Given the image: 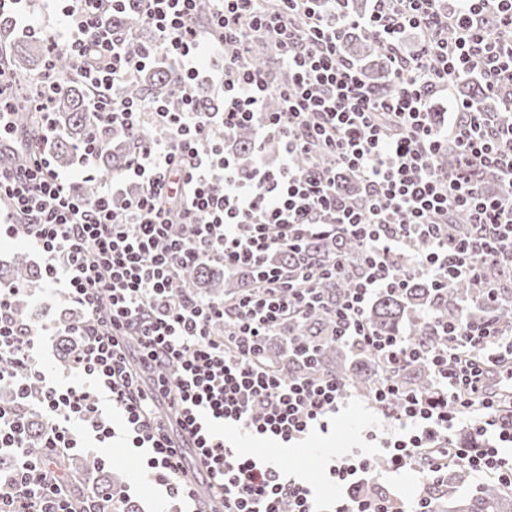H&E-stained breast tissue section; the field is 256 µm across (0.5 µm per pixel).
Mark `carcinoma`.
Returning a JSON list of instances; mask_svg holds the SVG:
<instances>
[{"mask_svg":"<svg viewBox=\"0 0 512 512\" xmlns=\"http://www.w3.org/2000/svg\"><path fill=\"white\" fill-rule=\"evenodd\" d=\"M109 22L124 31H136L142 27L139 11L135 8L109 18ZM342 51L346 57L361 64L366 79L381 92L387 93L392 90L388 80L389 63L386 51L378 40L366 35L351 34L346 38ZM272 60L273 50L267 42L258 45L255 53L251 54L252 64L262 69L267 68ZM37 63H45L42 52H34V46L27 43L17 46L13 57L16 70H28ZM54 66L56 71L68 77L70 82L53 103L56 124L63 128V134L54 138L50 149L58 164L68 167L72 164L76 147L81 145L90 133L87 91L73 71V64L68 55H56ZM464 84L468 88L465 97L473 102L476 108L492 111L502 105L500 98L484 94L474 81L469 79L464 81ZM125 93L129 96L163 98L172 106L180 103V91L171 80L168 70L163 67H151L142 71L137 81L126 88ZM113 137L114 149L99 157L97 161L98 168L107 174L122 172L128 156L126 135L117 129L113 132ZM254 141L255 131L248 128L241 130L229 141L244 169L251 166ZM359 253L360 248L355 240L338 234L312 238L302 245L301 252H281L277 260L285 266H292L303 255H312L319 263L340 257L346 259L350 271L355 273L359 270ZM11 280L30 287L42 280V274L29 264L24 254L19 253L12 265ZM188 283L196 289H205V294L209 296H215L226 288H248L254 285V279L251 274L243 272L236 278L226 281L224 274L214 273L211 268L201 266L176 278L173 282V294L183 293ZM318 286L327 304L331 306L352 287V279L348 276L336 280L320 278ZM429 308L448 320L457 318L465 310L471 315L489 313L506 327L512 324V308L500 306L493 311L489 310L485 305L482 289L462 281L440 294L422 277L409 278L407 288L399 292L380 293L369 304L366 318L372 328L385 335H396L405 328L415 340L429 343L435 332L433 323L424 316ZM275 340L278 342V350L273 363L285 376L295 370L292 350L289 347L291 341L318 347L316 356L311 361L316 370L334 374L349 382L351 388L369 396L372 395V390L381 375L378 356L370 351H358L351 347L349 353L352 365L347 367L342 363L345 345L335 341L333 324L329 315L324 312L313 313L303 318L286 319L281 324ZM431 382V373L425 364L417 363L407 370L405 384L408 387L427 390ZM64 464L71 472L82 476H95L98 494L120 483L119 475L102 467L95 460L79 461L66 458ZM466 478V470L450 468L448 475L442 478L440 484H430L423 488L424 496L437 506L439 512H512V494L502 490L495 481L484 484L476 495H463L461 487Z\"/></svg>","mask_w":512,"mask_h":512,"instance_id":"carcinoma-1","label":"carcinoma"}]
</instances>
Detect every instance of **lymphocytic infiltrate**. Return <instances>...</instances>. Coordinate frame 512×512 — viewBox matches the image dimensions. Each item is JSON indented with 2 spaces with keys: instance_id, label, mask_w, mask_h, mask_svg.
<instances>
[{
  "instance_id": "obj_1",
  "label": "lymphocytic infiltrate",
  "mask_w": 512,
  "mask_h": 512,
  "mask_svg": "<svg viewBox=\"0 0 512 512\" xmlns=\"http://www.w3.org/2000/svg\"><path fill=\"white\" fill-rule=\"evenodd\" d=\"M29 2L0 0V23L41 40L47 56H70L91 92L94 124L78 148L81 169L57 170L44 142L66 79L45 66L33 98L41 124L30 134L40 148L32 159L0 163V230L22 236L41 258L46 286L80 308L83 320L71 332L82 347L67 368L75 383L48 379L39 358L48 324L34 327L16 316L23 285L0 286V386L14 394L13 403L0 405V449L14 460L0 512H73L57 451L93 456L115 437L142 450L151 481L186 512H213L196 489L203 481L221 489L223 512H320L298 475L278 458L241 448L224 428L288 444L337 411L345 382L283 378L264 350L283 320L319 306L303 268L276 265L271 255L336 233L361 250V270L332 310L336 340L380 355L388 375L373 400L400 433L384 454L353 452L329 467L343 488L333 512H433L428 500L405 503L378 491L380 476L405 470L435 479L458 466L512 491V458L502 454L512 445V411L486 386L493 370H512V330L491 317L440 318L435 344L426 345L377 335L365 318L376 293L405 288L413 274L443 291L466 279L483 288L488 307H512V295L483 276L489 265L512 270V101L497 112L461 102L446 130L430 112L434 90L462 77L478 75L489 95L512 85V0H458L449 14L441 0H373L362 16L347 11L348 0H275L268 9L259 0H137L155 39L135 55L127 51L130 34L104 22L127 0H46L57 20L49 34L26 24ZM349 28L386 48L390 93L369 88L341 55ZM410 30L418 41L408 51ZM257 32L279 51L286 82L273 83L250 63L248 41ZM205 53L220 78L216 113L201 111L195 95ZM159 61L181 90L179 107L121 92ZM273 97L280 107L271 112ZM148 113L159 128L151 137L142 130ZM117 127L134 141L124 177L137 191L105 185L85 196L79 183L91 178L107 132ZM245 127L263 132L246 172L225 149ZM269 140L279 145L273 167L264 160ZM451 145L460 158L452 172L440 163ZM301 157L308 162L303 170L296 165ZM475 164L498 170L500 195L471 180ZM340 169L360 177V199L337 194ZM459 212L473 226L465 239L448 231ZM408 251L412 262L398 266ZM214 263L228 274L256 271L257 292L229 301L172 294L182 271ZM219 322L220 336L211 331ZM416 362L431 367V389L399 379ZM29 408L45 420L39 457L28 454L35 441ZM115 408L122 415L117 425ZM462 422L465 444L456 440ZM181 423L196 432L201 471L188 469Z\"/></svg>"
}]
</instances>
